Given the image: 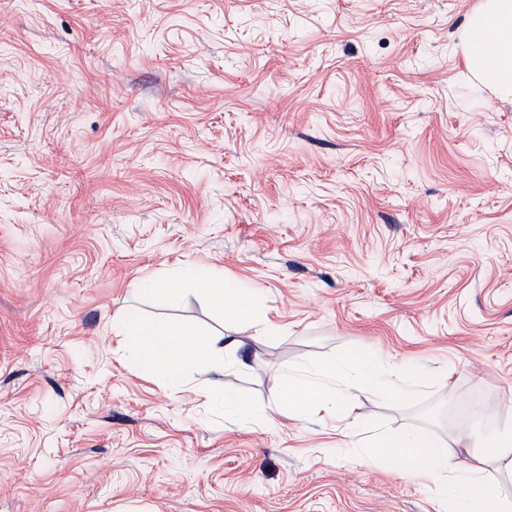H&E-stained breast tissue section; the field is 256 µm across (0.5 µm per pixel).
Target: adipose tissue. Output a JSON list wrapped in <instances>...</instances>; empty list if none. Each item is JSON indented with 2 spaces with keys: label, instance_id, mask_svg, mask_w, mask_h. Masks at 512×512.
Segmentation results:
<instances>
[{
  "label": "adipose tissue",
  "instance_id": "ef3b65f1",
  "mask_svg": "<svg viewBox=\"0 0 512 512\" xmlns=\"http://www.w3.org/2000/svg\"><path fill=\"white\" fill-rule=\"evenodd\" d=\"M465 45L466 61L475 77L499 94L512 95V0H483L469 16ZM189 280L216 312L246 318L258 305L255 292L225 278L219 269L192 270ZM113 330L141 372L162 374L173 386L181 385L195 370L224 376L246 366L237 354L240 340L199 334L177 321H145L130 312L114 321ZM226 351L234 352L232 361H221ZM347 372L357 384L393 397L433 381L412 364L379 366L363 355L346 353L308 373L282 376L279 395L288 401L289 416L304 418L346 404L351 394L337 390L336 378ZM456 443L473 449L471 468H454L446 444L414 430L362 440L360 450L375 465L412 479L440 476L438 492L447 501L448 512H512V501L504 498L499 482L487 474L492 464L512 472V428L491 437L464 433Z\"/></svg>",
  "mask_w": 512,
  "mask_h": 512
}]
</instances>
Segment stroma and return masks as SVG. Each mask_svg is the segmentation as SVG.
Listing matches in <instances>:
<instances>
[{"instance_id":"obj_1","label":"stroma","mask_w":512,"mask_h":512,"mask_svg":"<svg viewBox=\"0 0 512 512\" xmlns=\"http://www.w3.org/2000/svg\"><path fill=\"white\" fill-rule=\"evenodd\" d=\"M480 3L0 0V512H448L270 406L358 352L436 381L354 390L357 426L512 427V98L467 67ZM203 267L251 319L188 290ZM132 309L249 366L172 390L118 346ZM189 280L209 305L219 313L229 312L236 317L248 318L258 305L255 292L242 288L238 282L224 279L217 268H200L189 273ZM224 408L241 422H248L254 412L248 398L226 387L224 388Z\"/></svg>"}]
</instances>
